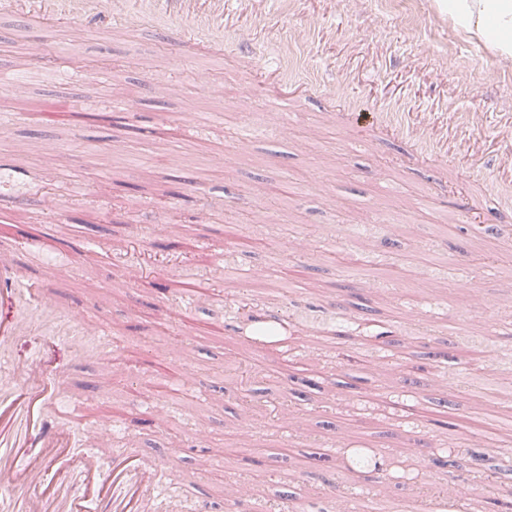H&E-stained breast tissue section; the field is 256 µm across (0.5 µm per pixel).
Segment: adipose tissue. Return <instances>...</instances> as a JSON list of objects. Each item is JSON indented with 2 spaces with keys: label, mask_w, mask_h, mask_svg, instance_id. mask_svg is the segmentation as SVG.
I'll return each mask as SVG.
<instances>
[{
  "label": "adipose tissue",
  "mask_w": 512,
  "mask_h": 512,
  "mask_svg": "<svg viewBox=\"0 0 512 512\" xmlns=\"http://www.w3.org/2000/svg\"><path fill=\"white\" fill-rule=\"evenodd\" d=\"M466 31L492 35L496 54L512 59V0H436Z\"/></svg>",
  "instance_id": "1"
}]
</instances>
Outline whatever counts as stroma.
Segmentation results:
<instances>
[{
	"mask_svg": "<svg viewBox=\"0 0 512 512\" xmlns=\"http://www.w3.org/2000/svg\"><path fill=\"white\" fill-rule=\"evenodd\" d=\"M157 18L132 28L103 19L67 21L77 80L30 83L31 55L59 53L23 13L0 11V157L13 171L0 189V254L28 261L51 242L34 280L64 306L80 303L94 343L61 336L53 318L18 339L11 360H38L43 378L64 368L58 423L96 453L138 449L163 465L152 512H201L233 486H259L275 503L286 487L314 491L325 477L348 494L424 512V478L347 469L351 446L410 456L448 448L454 474L482 476L512 440V334L498 328L484 353L483 384L464 371L461 330L473 312L483 334L512 307V59L459 27L435 0H224L208 42L173 54ZM248 33L253 53L236 50ZM110 73L101 90L93 73ZM288 95L294 126L281 139L268 103ZM73 112L48 119L61 101ZM355 108L399 112L405 136L425 138L436 159L381 128L345 126ZM119 112L129 126L92 121ZM193 112L223 116L190 132ZM481 124H472L473 114ZM184 195L164 196L171 169ZM55 197L59 214L47 212ZM470 207L493 235H476L458 215ZM176 224V250L210 300L177 303L171 281L185 265L158 264L130 280L126 262L91 263L80 243L154 252L152 229ZM319 228L298 259L287 240ZM259 268L226 280V265ZM482 277V303L466 281ZM278 310L281 344L256 346L226 329L241 299ZM393 328L396 345H375ZM256 367L270 397L304 413L299 428L265 411L243 413L232 381L237 363ZM188 366L178 392L162 389ZM449 408L452 430L435 426Z\"/></svg>",
	"mask_w": 512,
	"mask_h": 512,
	"instance_id": "obj_1",
	"label": "stroma"
}]
</instances>
